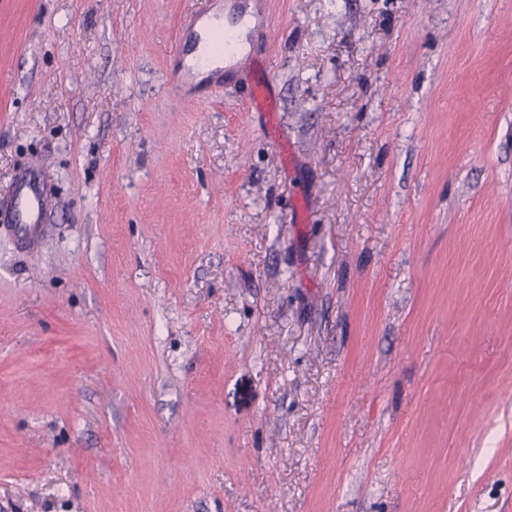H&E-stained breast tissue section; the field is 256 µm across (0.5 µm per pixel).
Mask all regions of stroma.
<instances>
[{"label":"stroma","instance_id":"35a3bbf8","mask_svg":"<svg viewBox=\"0 0 512 512\" xmlns=\"http://www.w3.org/2000/svg\"><path fill=\"white\" fill-rule=\"evenodd\" d=\"M30 160L0 512H512V0H0V194ZM182 39H183V36H180L179 43L177 44V48L183 54H187L191 50L193 51L192 54H194V55L192 57V59H193L192 68L188 70V73H190V71H192V73H193V70L196 67L204 66L208 62L209 57L204 54L196 55V51H197L198 45L200 43V38H199L197 31H192L189 34V36H187L185 38L184 41H182ZM198 50L201 53L206 51L205 42L203 40L200 43ZM46 208L40 171L22 168L15 173L11 190L0 196V222L11 228L21 249L35 252L42 242Z\"/></svg>","mask_w":512,"mask_h":512}]
</instances>
